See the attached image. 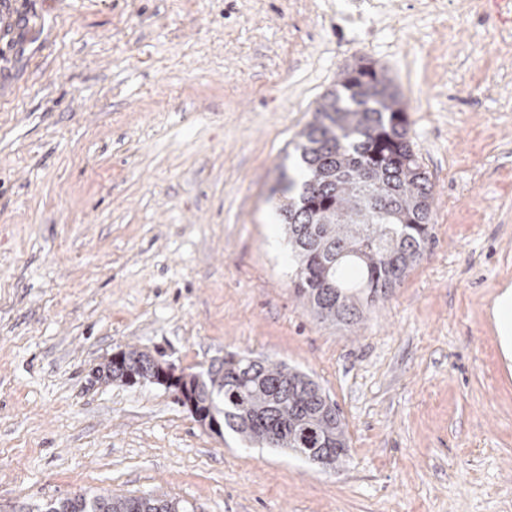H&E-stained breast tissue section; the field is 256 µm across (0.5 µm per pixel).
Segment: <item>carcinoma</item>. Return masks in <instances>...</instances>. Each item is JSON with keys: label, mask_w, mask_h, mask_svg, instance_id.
I'll return each instance as SVG.
<instances>
[{"label": "carcinoma", "mask_w": 512, "mask_h": 512, "mask_svg": "<svg viewBox=\"0 0 512 512\" xmlns=\"http://www.w3.org/2000/svg\"><path fill=\"white\" fill-rule=\"evenodd\" d=\"M300 179L282 175V225L295 293L322 322L354 326L362 307L392 293L429 237L432 184L408 138L406 109L383 69L360 58L344 65L299 132ZM153 358L123 352L100 363L105 382L150 381ZM200 422L240 441L286 449L337 468L348 439L339 408L309 375L268 358L230 354L191 374ZM37 512H187L165 495H76Z\"/></svg>", "instance_id": "obj_1"}]
</instances>
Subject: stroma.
Returning <instances> with one entry per match:
<instances>
[{"instance_id":"obj_1","label":"stroma","mask_w":512,"mask_h":512,"mask_svg":"<svg viewBox=\"0 0 512 512\" xmlns=\"http://www.w3.org/2000/svg\"><path fill=\"white\" fill-rule=\"evenodd\" d=\"M383 67L430 239L355 327L297 297L280 173L345 63ZM512 23L488 0H0V512L153 493L195 512H512ZM136 348L312 376L322 468L217 436ZM495 324L504 352L511 357L512 294L507 288L495 302ZM154 359L137 350H129L123 352V364L121 367H114L113 362L110 360L107 363H100L94 372L98 374L97 380L105 382H120L127 384L125 378L129 375H135L142 378L144 382H150L151 368Z\"/></svg>"}]
</instances>
